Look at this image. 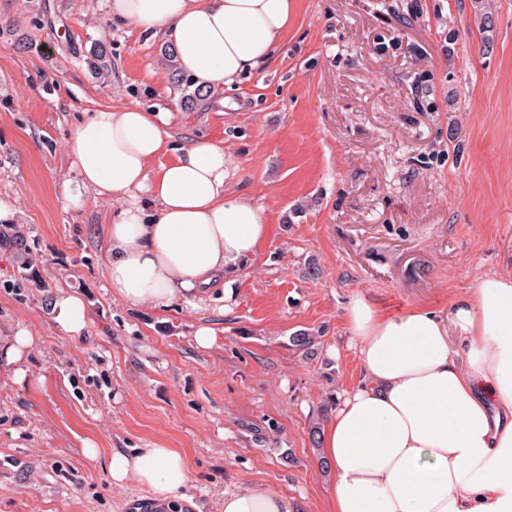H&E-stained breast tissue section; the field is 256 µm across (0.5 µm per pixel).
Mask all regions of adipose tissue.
<instances>
[{"mask_svg": "<svg viewBox=\"0 0 512 512\" xmlns=\"http://www.w3.org/2000/svg\"><path fill=\"white\" fill-rule=\"evenodd\" d=\"M295 2L110 0V16L171 44L208 93L271 61ZM169 119L104 105L67 143L79 183L119 205L105 227L107 288L159 311L205 301L271 234L264 208L231 193L224 145H175ZM346 323L364 379L319 438L331 512H512V275L479 276L447 315H393L359 296ZM108 471L113 484L148 486L163 501L190 480L177 448L116 451ZM223 512L291 509L284 496L242 489L225 493Z\"/></svg>", "mask_w": 512, "mask_h": 512, "instance_id": "1", "label": "adipose tissue"}]
</instances>
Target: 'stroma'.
Listing matches in <instances>:
<instances>
[{"label": "stroma", "instance_id": "1", "mask_svg": "<svg viewBox=\"0 0 512 512\" xmlns=\"http://www.w3.org/2000/svg\"><path fill=\"white\" fill-rule=\"evenodd\" d=\"M400 2L297 0L269 66L204 94L175 83L162 39L112 25L109 0H0V231L41 280L0 246V341L32 337L22 380L0 368V512H138L153 491L108 473L129 448L183 451L189 512H221L237 489L328 512L310 428L363 376L351 300L447 310L479 275L512 274V0H439L408 22ZM112 102L171 112L178 140L224 143L231 191L264 207L272 236L237 264L232 299L217 288L159 312L107 289L118 206L77 189L66 142ZM69 293L88 308L76 335L52 311Z\"/></svg>", "mask_w": 512, "mask_h": 512}]
</instances>
